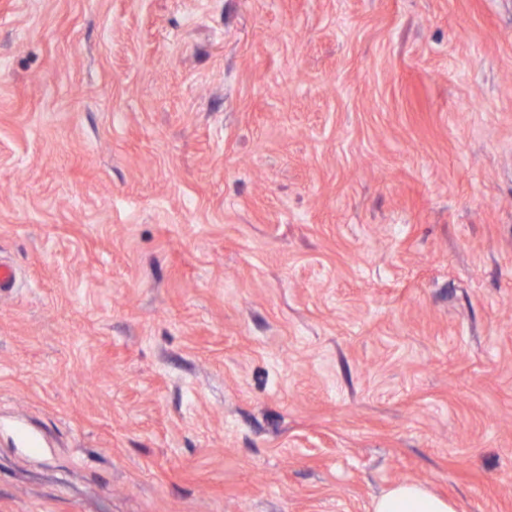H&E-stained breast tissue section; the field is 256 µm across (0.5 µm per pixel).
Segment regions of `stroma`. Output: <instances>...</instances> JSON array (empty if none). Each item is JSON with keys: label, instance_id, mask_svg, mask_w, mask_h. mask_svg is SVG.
Masks as SVG:
<instances>
[{"label": "stroma", "instance_id": "1", "mask_svg": "<svg viewBox=\"0 0 512 512\" xmlns=\"http://www.w3.org/2000/svg\"><path fill=\"white\" fill-rule=\"evenodd\" d=\"M0 512H512V0H0ZM372 512H455L453 504L425 487L396 483L373 500Z\"/></svg>", "mask_w": 512, "mask_h": 512}]
</instances>
